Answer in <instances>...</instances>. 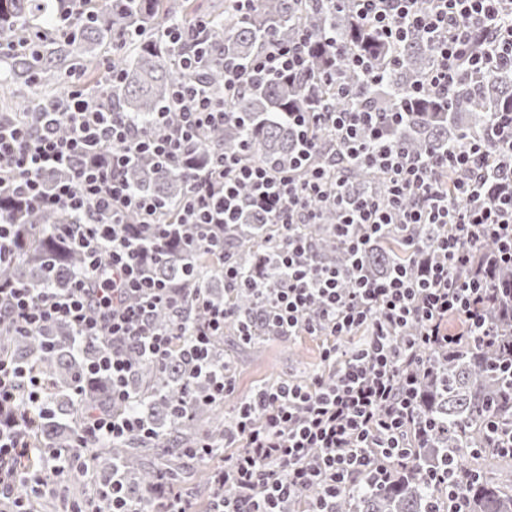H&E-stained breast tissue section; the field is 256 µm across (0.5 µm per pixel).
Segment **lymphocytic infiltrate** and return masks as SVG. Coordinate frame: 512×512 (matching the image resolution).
<instances>
[{"label": "lymphocytic infiltrate", "instance_id": "f902f5d3", "mask_svg": "<svg viewBox=\"0 0 512 512\" xmlns=\"http://www.w3.org/2000/svg\"><path fill=\"white\" fill-rule=\"evenodd\" d=\"M355 13L363 29L389 45L413 34L431 41L433 62L415 94L444 98L462 71L491 76L512 66V0H357ZM311 58L307 33L267 40L250 66L229 67L218 95L201 75V52L181 54L186 78L172 98L180 125L162 135L108 110L77 73L64 97L40 105L38 116L26 112L0 124V194L29 208L67 207L78 221L64 234L90 257L67 291L21 283L0 288V328L39 336L63 323L72 340L106 344L85 374L110 380L111 406L81 411L78 447L149 436L129 384L139 361L161 366L179 356L187 382L206 380L205 401L226 402L235 396L234 364L214 366L211 350L228 326H237L246 342L258 330L291 340L326 338L328 374L258 387L226 417L224 442L237 450L211 471L210 512H292L301 500L306 512H336L342 493L387 481L390 465L407 449L410 425L419 424L424 434L432 426L418 404L424 355L452 348L464 335L487 340L493 334L487 322L492 278L467 272L481 243L497 245L488 266L512 268V109L458 146L415 155L390 135L404 112L314 103L288 115L301 139L296 162L278 170L243 153L210 156L206 172L193 176L176 223L160 222L163 201L130 188L125 169L133 157L185 161L204 131L223 126L225 101L253 75L306 78ZM61 124L67 134H59ZM323 133L338 147L326 160L320 157ZM349 161L375 170L385 193H347ZM69 164L72 179L45 183V173ZM451 172L456 180L445 183ZM325 207L336 212V240L350 257L359 258L371 239L398 235L410 249L408 265L373 277L358 267L348 272L318 262L307 229ZM131 214L140 223H128ZM247 214L279 229L276 279L261 262L253 275L241 274L225 256L226 298L217 306L207 289L177 288L152 274L176 224L199 225L197 243L206 246ZM423 226L434 234L420 246L414 232ZM246 291L259 301L252 316L234 302ZM162 310L172 318L166 328L156 322ZM358 331L366 334L361 345L337 346V339ZM45 386L36 369L0 354V512H36L35 500L48 486L20 468L39 451L33 435L45 412ZM110 493L112 512H196L176 478L160 477L136 493L117 464Z\"/></svg>", "mask_w": 512, "mask_h": 512}]
</instances>
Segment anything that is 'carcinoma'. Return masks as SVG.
Returning <instances> with one entry per match:
<instances>
[{"label":"carcinoma","mask_w":512,"mask_h":512,"mask_svg":"<svg viewBox=\"0 0 512 512\" xmlns=\"http://www.w3.org/2000/svg\"><path fill=\"white\" fill-rule=\"evenodd\" d=\"M79 16L63 38L49 37V27L60 16ZM169 21L190 32L180 47L160 34ZM197 21L189 0H0V45L24 48L6 58L11 77L40 92L56 91V100L65 93L64 62L70 56L85 59L89 87L114 112L132 115L151 127L153 113L171 106L174 86L185 77L176 55L201 48L207 60L204 79L214 91L224 86V62L248 65L265 46V39L291 40L302 30L313 37L314 76L290 82L256 75L243 96L227 105L231 112H244L248 123L234 120L221 129L201 135L212 154L235 153L247 144L253 155L288 167L300 149L288 113L303 103L320 101L338 111L366 105L388 112L405 102V94L422 78L432 61V45L413 35L395 49L378 39L366 37L354 18L349 0H256L248 18H240L234 0H224V11L210 17L208 31L193 32ZM121 42L122 51L112 58V68L121 72L116 83L97 70V52ZM341 44L349 51L368 55L382 74L378 84L367 85L360 95L342 98L326 75L336 71L350 75L347 59L336 53ZM512 104V67L501 68L494 77L482 79L461 75L446 99L425 98L407 108V120L391 129V137L409 150L444 149L461 142L464 135L481 132L503 106ZM131 186L157 197L175 208L189 191L188 167L173 165L156 157H139L127 169ZM350 193L382 190V181L372 170L352 165L347 176ZM0 212L25 224L21 237L22 257L0 265V281L25 282L32 288L62 291L88 265L84 252L70 248L61 236L63 227L78 218L65 208L26 211L17 198L0 196ZM336 222L335 212L323 215L324 226L309 229L316 258L327 264L344 262V252L327 230ZM275 230L250 217L227 230L214 251L186 250L174 246L155 266V273L172 285L210 289L216 302L224 292L211 287L222 279L216 252L227 250L244 273L257 256L273 258ZM363 265L383 276L396 263H407L397 238H382L362 255ZM497 295L490 302L489 320L495 330L490 342L471 338L454 348L428 354L426 377L419 388V408L434 420L435 429L424 441L408 432L409 450L403 462L394 464V479L375 485L363 493H347L338 500V512H442L448 505V486L427 488L422 474L428 468L462 476L458 490L467 500L469 512H512V455L492 450L487 424L512 430V270H492ZM95 339L74 348L68 330L56 326L45 336H18L0 333V349L27 367L36 368L47 379L48 413L39 423L38 434L48 448H62L74 430L76 400L74 385L86 363L102 350ZM184 367L174 357L163 366L140 365L132 386L138 388L139 406L154 439L190 444L202 433L213 442L224 440V419L220 406L198 403L190 417L179 416L184 399ZM83 397L93 406L105 400L100 381L82 382ZM153 439L137 437L123 448L108 445L89 451L71 448L89 470L112 472V462L125 464L135 491L148 489L163 472L159 467H137L138 453L149 450Z\"/></svg>","instance_id":"carcinoma-1"}]
</instances>
